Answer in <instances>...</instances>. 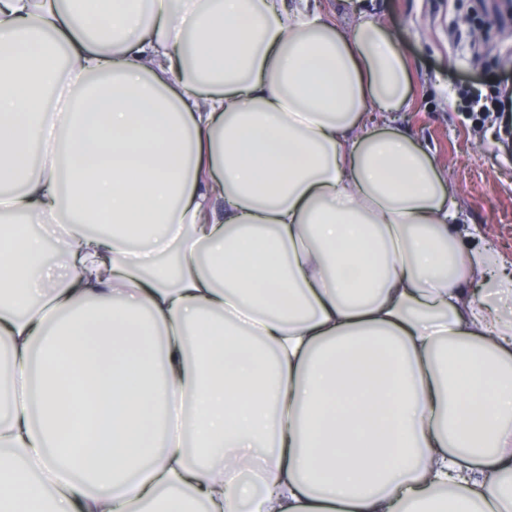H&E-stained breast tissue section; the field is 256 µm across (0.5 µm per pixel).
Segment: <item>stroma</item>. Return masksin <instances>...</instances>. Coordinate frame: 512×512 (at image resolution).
Listing matches in <instances>:
<instances>
[{
    "instance_id": "35a3bbf8",
    "label": "stroma",
    "mask_w": 512,
    "mask_h": 512,
    "mask_svg": "<svg viewBox=\"0 0 512 512\" xmlns=\"http://www.w3.org/2000/svg\"><path fill=\"white\" fill-rule=\"evenodd\" d=\"M386 25L410 68L401 122L458 189L462 218L512 256V149L492 113L512 91V22H490L497 0H353Z\"/></svg>"
}]
</instances>
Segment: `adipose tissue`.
Masks as SVG:
<instances>
[{
	"instance_id": "1",
	"label": "adipose tissue",
	"mask_w": 512,
	"mask_h": 512,
	"mask_svg": "<svg viewBox=\"0 0 512 512\" xmlns=\"http://www.w3.org/2000/svg\"><path fill=\"white\" fill-rule=\"evenodd\" d=\"M410 100L317 0H0V512H512V261Z\"/></svg>"
}]
</instances>
